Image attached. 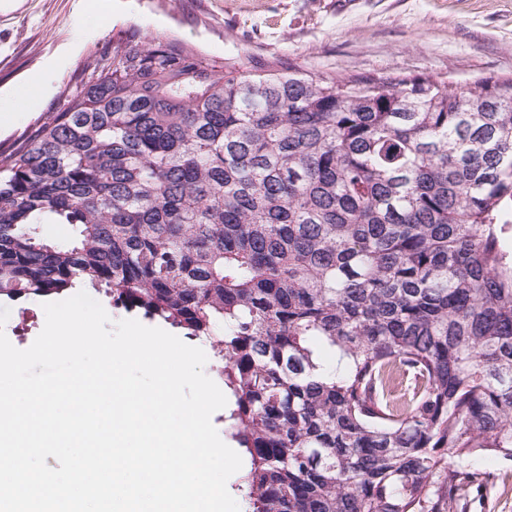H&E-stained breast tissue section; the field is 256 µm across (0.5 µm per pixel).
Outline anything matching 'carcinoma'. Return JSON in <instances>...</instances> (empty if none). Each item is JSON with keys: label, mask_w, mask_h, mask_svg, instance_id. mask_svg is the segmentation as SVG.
<instances>
[{"label": "carcinoma", "mask_w": 512, "mask_h": 512, "mask_svg": "<svg viewBox=\"0 0 512 512\" xmlns=\"http://www.w3.org/2000/svg\"><path fill=\"white\" fill-rule=\"evenodd\" d=\"M74 80L0 148V304L204 342L245 512H448L512 460V79L226 76L131 27ZM84 291L87 292L92 298H94L96 301H98L103 306V308L106 310V312L108 313V315L110 316V318L113 321H118V320H122V319H136L146 326L162 328L163 330L176 335L177 337H179L183 342H185L188 345L197 346V347L202 348L207 356V363L204 367V372L217 384V386L224 393V384H223V381H222V379L219 375V371H218L221 363L218 362L210 354L207 347H203L200 345V343L191 342V341L183 338L180 333H178L177 331H175L174 329L170 328L167 325L158 323L156 321H151V320L145 319L141 315L136 314L134 312L127 313L124 310L115 309L110 303H108V301L106 299H104L103 297L94 293L93 291H90V290H84Z\"/></svg>", "instance_id": "1"}]
</instances>
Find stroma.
<instances>
[{"mask_svg": "<svg viewBox=\"0 0 512 512\" xmlns=\"http://www.w3.org/2000/svg\"><path fill=\"white\" fill-rule=\"evenodd\" d=\"M136 24L184 39L234 71L294 67L346 78H512V0H0V146L46 111L97 45ZM25 112L11 109L17 97ZM4 331L31 346L41 299L10 304ZM490 479L454 512H512V461H476Z\"/></svg>", "mask_w": 512, "mask_h": 512, "instance_id": "stroma-1", "label": "stroma"}]
</instances>
